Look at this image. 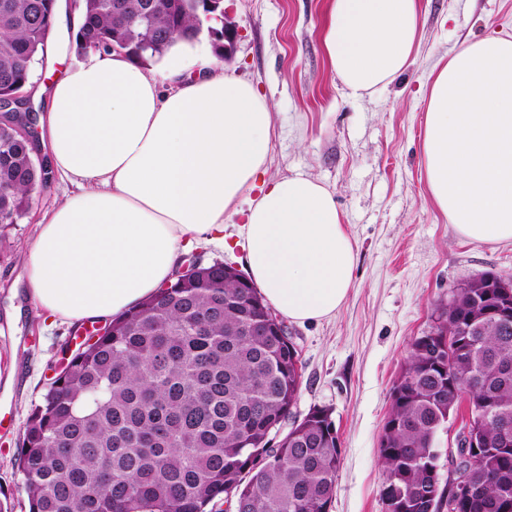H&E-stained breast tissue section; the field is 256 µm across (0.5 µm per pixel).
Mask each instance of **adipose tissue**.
Segmentation results:
<instances>
[{"instance_id": "ef3b65f1", "label": "adipose tissue", "mask_w": 512, "mask_h": 512, "mask_svg": "<svg viewBox=\"0 0 512 512\" xmlns=\"http://www.w3.org/2000/svg\"><path fill=\"white\" fill-rule=\"evenodd\" d=\"M419 0H328L323 44L351 95L386 88L420 41ZM272 109L198 39L149 69L92 53L53 82L40 118L73 190L43 213L25 261L35 305L70 322L121 315L172 281L179 253L223 241L241 212L250 279L303 323L331 317L356 254L333 193L302 173L267 178ZM423 173L442 214L481 243L512 242V39L489 36L432 72ZM247 209H240V202Z\"/></svg>"}]
</instances>
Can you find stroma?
<instances>
[{
    "mask_svg": "<svg viewBox=\"0 0 512 512\" xmlns=\"http://www.w3.org/2000/svg\"><path fill=\"white\" fill-rule=\"evenodd\" d=\"M238 29L225 71L251 83L273 112L271 177L304 173L334 194L356 249L353 282L336 314L288 334L303 366L298 415L326 408L341 463L330 512H384L379 440L411 342L428 332L454 287L484 273L512 275V242L462 237L440 212L422 175L427 88L436 65L489 34L512 36V0H422L421 40L407 70L386 89L355 97L338 82L322 35L326 0H224ZM74 31L53 30L31 88L49 87L84 60ZM72 186L53 177L30 215L0 226V512H28L12 465L48 366L74 346L73 326L40 315L23 260L33 215ZM241 216L225 215L226 247L196 244L204 263L242 266Z\"/></svg>",
    "mask_w": 512,
    "mask_h": 512,
    "instance_id": "stroma-1",
    "label": "stroma"
}]
</instances>
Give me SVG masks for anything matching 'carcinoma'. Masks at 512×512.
I'll return each instance as SVG.
<instances>
[{
	"label": "carcinoma",
	"mask_w": 512,
	"mask_h": 512,
	"mask_svg": "<svg viewBox=\"0 0 512 512\" xmlns=\"http://www.w3.org/2000/svg\"><path fill=\"white\" fill-rule=\"evenodd\" d=\"M44 0H0V92L26 87L44 58L51 28ZM141 0H84L75 35L80 51L112 52L122 44L142 64L209 12L214 51L223 49L224 0H155L146 21L126 14ZM32 141L6 117L0 122V219L15 224L30 209L32 187L50 172L33 158ZM512 277L483 274L452 290L434 327L437 342L464 327L439 355L421 338L393 388L380 442L382 500L395 493L405 512H426V461L436 430L465 402L478 451L472 470L479 496L448 499L454 512H504L512 499V439L496 422L512 421V319L493 320L498 289ZM211 314L204 332L197 313ZM270 307L253 288L224 279V266L204 265L176 280L167 297L149 298L110 321V331L76 352L32 405L17 441L14 466L24 475L28 512H328L340 460L336 431L313 408L292 422L275 448L270 425L291 415L302 384L298 352L269 322ZM263 328L259 336L246 330ZM483 380L469 387L472 375Z\"/></svg>",
	"instance_id": "cac0c4a2"
}]
</instances>
